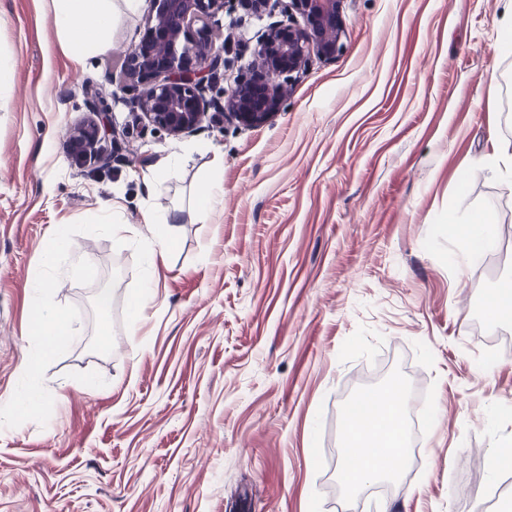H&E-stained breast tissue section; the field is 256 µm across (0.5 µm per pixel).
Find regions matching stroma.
I'll use <instances>...</instances> for the list:
<instances>
[{
  "label": "stroma",
  "instance_id": "1",
  "mask_svg": "<svg viewBox=\"0 0 512 512\" xmlns=\"http://www.w3.org/2000/svg\"><path fill=\"white\" fill-rule=\"evenodd\" d=\"M506 6L341 0L339 52L269 121L173 136L120 90L154 0L118 6L79 64L52 0H0V399L43 395L24 419L0 410V512H507L492 454L512 444V321L483 314L512 276ZM279 18L221 12L212 39L245 67L237 43ZM91 89L127 131L106 167L72 147ZM219 159L224 199L201 223ZM149 211L175 216L151 265ZM477 213L480 261L448 229ZM60 225L74 246L48 266ZM37 303L74 334L30 377ZM393 381L420 420L406 464L347 499L345 410Z\"/></svg>",
  "mask_w": 512,
  "mask_h": 512
}]
</instances>
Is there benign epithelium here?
<instances>
[{"instance_id": "1", "label": "benign epithelium", "mask_w": 512, "mask_h": 512, "mask_svg": "<svg viewBox=\"0 0 512 512\" xmlns=\"http://www.w3.org/2000/svg\"><path fill=\"white\" fill-rule=\"evenodd\" d=\"M155 13L140 42L131 50L121 91L139 108L147 124L182 135L196 131L208 116L232 117L257 126L280 111L289 83L312 57H328L340 49V0H154ZM277 6L284 20L268 26L253 49L258 69H240L224 91V101L204 98V88L227 61L214 52L209 19L220 11L245 10L260 15ZM302 18V28L297 18ZM200 27H195V24ZM183 50H178L180 41ZM193 51L203 66H185L184 53ZM97 119L75 135L83 152L89 150L104 165L112 161L108 147L125 136L112 122L106 98L94 91Z\"/></svg>"}]
</instances>
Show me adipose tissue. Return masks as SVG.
I'll use <instances>...</instances> for the list:
<instances>
[{"instance_id": "1", "label": "adipose tissue", "mask_w": 512, "mask_h": 512, "mask_svg": "<svg viewBox=\"0 0 512 512\" xmlns=\"http://www.w3.org/2000/svg\"><path fill=\"white\" fill-rule=\"evenodd\" d=\"M53 2V22L58 31L78 38L74 55L82 58L99 51L114 22L112 0ZM33 318L32 333L38 336L39 346L24 367L35 374L57 353L71 329L63 317L40 306L34 307ZM355 407L345 420L346 448L340 466V476L351 488L393 477L405 461L402 424L406 395L402 388L388 384L377 393L358 397Z\"/></svg>"}]
</instances>
